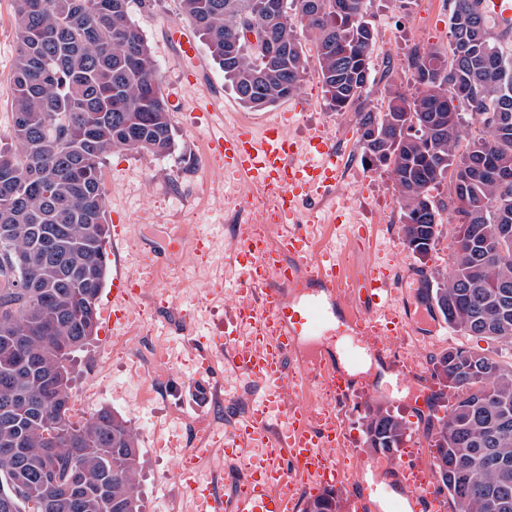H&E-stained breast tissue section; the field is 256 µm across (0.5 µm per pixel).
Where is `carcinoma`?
<instances>
[{"mask_svg":"<svg viewBox=\"0 0 512 512\" xmlns=\"http://www.w3.org/2000/svg\"><path fill=\"white\" fill-rule=\"evenodd\" d=\"M179 0L241 105L295 96L311 37L335 112H358L363 156L386 161L404 239L435 244L418 218L459 215L448 273L423 272L422 297L448 328L512 344V56L492 37L479 0H449L448 50H415L407 88L391 66L372 73L375 28L366 0ZM132 0H14L11 125L0 134V512H141V450L127 421L101 408L73 420L75 354L97 332L110 236L102 168L115 152L165 156L177 141L151 48ZM260 33L247 43L244 28ZM287 50L275 60L267 41ZM387 81L383 109L364 105ZM53 251L43 252V243ZM432 376L452 392L424 434L452 512H512V364L450 347ZM28 406L17 413L14 405ZM368 447L391 455L406 426L366 416ZM509 465L502 475L484 463ZM79 483L69 489L73 473ZM305 512H340L324 491Z\"/></svg>","mask_w":512,"mask_h":512,"instance_id":"obj_1","label":"carcinoma"}]
</instances>
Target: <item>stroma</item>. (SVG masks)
<instances>
[{"instance_id":"stroma-1","label":"stroma","mask_w":512,"mask_h":512,"mask_svg":"<svg viewBox=\"0 0 512 512\" xmlns=\"http://www.w3.org/2000/svg\"><path fill=\"white\" fill-rule=\"evenodd\" d=\"M368 19L376 32H387L388 40H376L372 55L375 71L392 67L393 77L407 83L410 74L406 61L417 49L431 45L447 47L449 35L448 0H368ZM13 0H0V133L11 123L10 72L15 52ZM131 18L147 39L162 77L164 91H179L181 98L171 101L170 112L179 148L164 156L116 153L103 169L109 212L125 216L140 246L152 250L159 263L154 268V288L141 293L137 305L145 312L143 341L136 355L141 372L131 376L122 359L113 354L114 337L99 328L87 352L79 356L80 374L73 391L78 417H86L107 407L128 420L137 432L142 451L140 478L142 512H172L171 504L183 492L182 482L171 474L167 456L153 446L156 422L182 418L181 429L193 439H201L206 424L219 410L212 405V391L196 378L197 360L202 346L224 330L225 310H211L203 301L187 297L176 308L164 305L161 290L177 282L194 289L197 268L205 266L211 279L223 280L225 295L236 287V273L224 264L225 253L233 246L221 234L202 244L206 225L226 220L225 196L241 192L240 182L229 174L208 166V115L225 116L226 130L242 120H254L256 112L240 105L224 73L213 62L204 44H197L195 59H183L171 41L172 26H185L179 0H156L153 7L133 8ZM307 108L296 112L295 100L278 104L281 112H296L289 125L293 137H301L310 125L325 126L350 147L347 161L353 169L366 171L361 159L360 131L356 112H335L329 107L315 66H308L301 88ZM367 179L356 192L366 207V231L376 235L381 252L379 263L389 273H401L406 279L404 301L420 314L417 328L422 344L402 336L390 337L383 356H367L349 371L366 380L370 391L390 388L381 403L406 422L405 450L392 457H381L368 448L365 435L363 396L338 401L337 410L348 447L338 450L336 459L347 478L356 482L367 500L366 512H414L403 481L395 472L425 470L430 481H437L434 467L405 455L407 448L428 447L423 433L430 412L428 397L440 388L431 375V360L448 348L463 346L477 350L500 362H512V345L478 336H462L448 328L421 298L418 275L424 269H447L451 262L448 245L452 240L450 224H442L441 233L427 256L419 257L404 247L400 211L395 190L387 173L366 171ZM182 223L179 238H172L168 227ZM198 328L197 335L185 337L178 329L184 325ZM169 344L167 361H158L153 346L156 338Z\"/></svg>"}]
</instances>
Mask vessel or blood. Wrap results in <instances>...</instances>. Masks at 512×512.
I'll use <instances>...</instances> for the list:
<instances>
[{
    "label": "vessel or blood",
    "mask_w": 512,
    "mask_h": 512,
    "mask_svg": "<svg viewBox=\"0 0 512 512\" xmlns=\"http://www.w3.org/2000/svg\"><path fill=\"white\" fill-rule=\"evenodd\" d=\"M480 8L503 31L512 30V0H481ZM209 163L230 173L245 191L234 200L236 209L251 206L249 191H274L278 211L275 245L243 233L230 262L239 272L240 295L223 335L204 350L196 372L199 379H229L231 391L222 404L233 430L215 436L212 448L197 449L180 461L195 512H301V500L341 481L335 451L342 445L343 428L336 413L310 403V388H327L339 396L363 392L364 386L336 365L313 355L304 365L289 369L304 340L340 344L350 360L367 350L381 351L390 336L414 334L416 318L396 302L387 279L369 269L351 279L329 240L317 230L335 225L349 235L350 227L336 221L335 211L316 205L305 214V231L291 230L304 200L334 194L345 155L322 129L301 140L289 136L277 114L260 126L240 124L233 132L217 129L209 137ZM124 252L112 257V332L123 335L136 305L141 281L138 271L157 264L155 256L124 235ZM354 296L348 307L347 331L336 327L335 300ZM255 389L259 399L241 411L236 388ZM218 452L219 471L205 489L194 476L200 458ZM408 495L418 512H443L442 497L424 477L409 484Z\"/></svg>",
    "instance_id": "b4317fda"
}]
</instances>
